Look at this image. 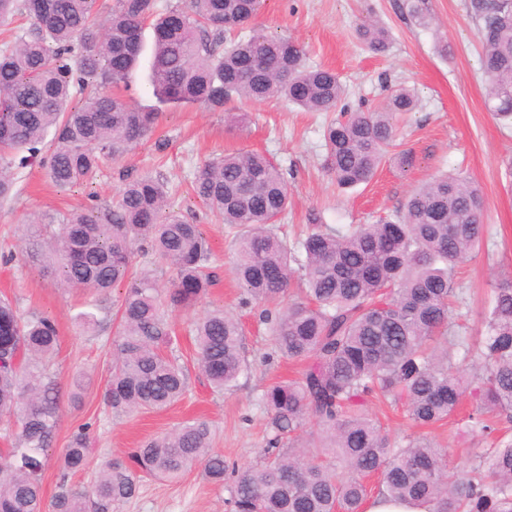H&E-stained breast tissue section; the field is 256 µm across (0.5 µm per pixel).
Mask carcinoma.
Wrapping results in <instances>:
<instances>
[{"label": "carcinoma", "instance_id": "obj_1", "mask_svg": "<svg viewBox=\"0 0 512 512\" xmlns=\"http://www.w3.org/2000/svg\"><path fill=\"white\" fill-rule=\"evenodd\" d=\"M263 0H190L159 18L156 0H114L100 23L98 0H0V25L25 15L32 26L7 30L0 45V201L14 197V170L36 161L59 188L92 178L147 137L163 108L224 110L234 97L283 99L306 112H335L324 130L326 166L336 184L369 182L396 138V121L417 107L405 87L373 111L345 107V87L325 68L307 67L303 47L260 30L229 37L260 12ZM482 48L485 104L512 126V0H465ZM419 26L433 18L413 0ZM153 23L150 84L156 104L135 105L107 91L127 83ZM358 34L373 52L388 48L376 19ZM196 196L234 230L232 274L242 303L262 311L278 352L307 361L302 376L263 390L271 433L264 461L236 476L235 512H363L378 493L421 501L429 512H512V438L493 419L512 424V276L495 283L481 312L478 344L450 319L468 316L458 268L489 236L480 190L461 174L432 178L377 224H315L288 243L276 220L288 210L282 173L258 152L226 153L198 167ZM162 174L123 179L112 203L93 204L59 220L30 215L21 251L59 270L60 285L87 295L75 317L86 329L118 319L105 402L115 414L161 410L189 389L168 311L190 309L213 279L211 252L199 225L169 211ZM149 257L133 271L131 256ZM170 269L164 285L159 274ZM126 282L112 301V288ZM197 364L215 390L235 386L248 366L239 322L213 310L194 324ZM53 320L0 299V420L13 447L0 457V512H42L41 476L59 412ZM376 398L401 402L417 426L454 416L464 401L466 427L499 433L468 468H451L425 435L390 439L362 407ZM317 431L306 432L308 423ZM90 425L64 448L53 512H114L134 496L137 473L175 481L196 466L221 484L224 457L212 452L205 420L189 421L128 451L129 464L101 465L95 482L73 487L85 468Z\"/></svg>", "mask_w": 512, "mask_h": 512}]
</instances>
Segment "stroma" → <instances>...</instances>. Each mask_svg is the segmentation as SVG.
I'll list each match as a JSON object with an SVG mask.
<instances>
[{"instance_id":"obj_1","label":"stroma","mask_w":512,"mask_h":512,"mask_svg":"<svg viewBox=\"0 0 512 512\" xmlns=\"http://www.w3.org/2000/svg\"><path fill=\"white\" fill-rule=\"evenodd\" d=\"M425 6L437 20L429 29L412 20L407 0H264L256 20L266 33L302 44L308 65L334 69L348 89L345 103L350 109H374L392 89H413L419 106L400 119L397 135L400 148L413 155L410 167H400L390 156L369 183L342 189L325 166L323 129L329 114L304 112L277 99H236L220 112L197 106L164 112L152 138L117 161L105 162L93 179L68 189L55 187L36 164L16 172L17 194L0 205V297L11 299L21 311L49 317L60 334L54 356L60 410L42 474L44 502H51L57 490L71 433L89 420L95 423L90 460L84 470L70 475L71 484L90 485L100 459L125 462L128 450L139 442L195 418L211 424L213 448L229 467L220 485L209 482L198 467L173 482L138 479L136 496L116 505L114 512H234L236 471L261 463L270 432L259 396L272 382L298 378L305 365L277 352L260 319L261 305L242 304V290L231 273L232 239L192 191L198 166L224 152L259 151L281 168L290 204L279 224L290 240L312 224L376 223L435 174L463 172L483 193V220L491 234L456 281L485 302L495 274L512 272V174L501 164L512 155V129L486 108L481 46L464 0H425ZM368 15L388 31L385 52H371L357 38L356 28ZM130 172H158L169 181L173 210L199 224L211 250L214 284L194 310L170 313L179 336L178 353L188 366L185 398L160 411L116 417L104 401L114 326L95 333L79 327L73 316L82 294L64 292L39 264L19 255L17 238L28 214L58 218L94 199L110 203L123 174ZM214 308L241 322L248 364L237 386L221 393L198 368L191 336L194 321ZM464 428V422L452 420L432 431L450 465L471 466L491 446L490 439L465 434Z\"/></svg>"}]
</instances>
